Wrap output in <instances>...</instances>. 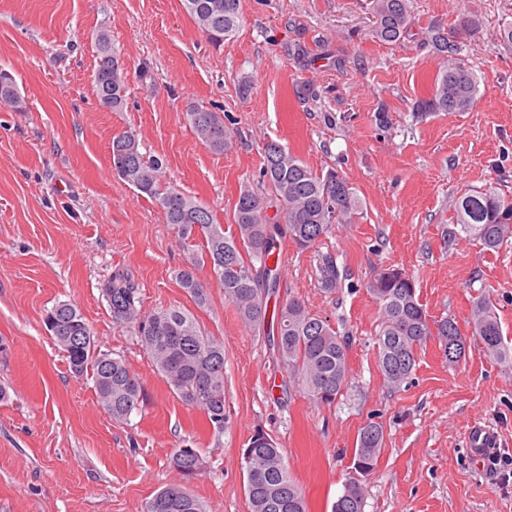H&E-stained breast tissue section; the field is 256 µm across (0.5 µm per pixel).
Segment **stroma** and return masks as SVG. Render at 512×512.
Wrapping results in <instances>:
<instances>
[{
    "mask_svg": "<svg viewBox=\"0 0 512 512\" xmlns=\"http://www.w3.org/2000/svg\"><path fill=\"white\" fill-rule=\"evenodd\" d=\"M368 0H241L243 23L209 46L182 0H0V69L16 79L21 108L0 104V512H144L163 487L185 483L206 512H250L241 450L254 430L283 450L309 512H330L351 475L358 431L382 423L384 446L363 480L364 512H512V486L481 471L465 447L469 425L498 433L512 461V368L474 340L448 364L436 340L408 383L390 389L377 367L379 307L366 290L391 264L416 280L431 319L468 332L474 300L489 296L512 343V239L498 250L448 234L457 197L498 187L512 194V46L500 42L512 0H412L401 44L372 35ZM459 35L480 78L466 112H417L443 67L429 34ZM127 71L128 104H98L93 76L100 30ZM148 80H141V70ZM220 107L239 134L216 154L186 120L191 106ZM388 115L380 124L379 112ZM137 132L167 182L231 226L243 189L262 198L263 146L274 140L313 171L335 169L363 203L317 249L280 246L281 279L311 313L349 341L350 380L332 405L291 386L264 332L249 330L210 269V303L196 307L175 271L187 252L153 199L113 169V136ZM335 253L341 283L320 288L317 254ZM134 278L144 311H192L224 341L223 432L182 403L130 328L115 324L101 286ZM83 313L100 349L123 357L147 400L117 422L91 376L75 377L43 318L56 302ZM205 461L190 481L169 465L175 448Z\"/></svg>",
    "mask_w": 512,
    "mask_h": 512,
    "instance_id": "stroma-1",
    "label": "stroma"
}]
</instances>
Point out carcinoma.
<instances>
[{
  "label": "carcinoma",
  "mask_w": 512,
  "mask_h": 512,
  "mask_svg": "<svg viewBox=\"0 0 512 512\" xmlns=\"http://www.w3.org/2000/svg\"><path fill=\"white\" fill-rule=\"evenodd\" d=\"M184 8L207 42L219 47L240 27V0H183ZM373 35L395 45L411 30V0H370ZM432 43L447 65L436 76L432 93L417 102L419 112H466L478 93L479 77L459 57L460 47L448 34L436 30ZM95 92L102 107L119 112L126 105L124 64L110 37L98 38ZM15 78L0 70V104L19 106ZM188 120L201 143L221 154L232 146L237 129L224 122L216 108L193 106ZM112 165L117 175L140 194L154 199L165 223L188 250L184 265L176 270L180 286L202 308L208 295L197 271L208 266L224 288L240 320L261 329L268 318V300L281 288L280 239L307 250L337 224H351L362 212V202L346 177L335 170L314 173L292 151L276 141L264 147L261 176L271 189L276 215L249 189L240 192L235 205V232L225 235L224 225L214 223L210 209L170 187L161 189L162 163L146 157L138 134L126 130L112 138ZM449 235H465L496 250L512 237V197L489 186L461 195L451 217ZM318 282L329 294L336 292L340 272L335 255H319ZM379 305L381 328L377 338L378 368L393 389L408 382L418 353L431 338L439 341L448 363L465 356L467 338L448 319L432 321L420 303L414 278L393 266H382L366 284ZM118 325L129 327L149 356L158 374L180 400L204 413L210 426L224 428V343L202 331L195 316L181 308L142 311L138 288L124 273H113L102 286ZM276 348L290 379L298 382L316 404H332L348 386V342L322 317L308 311L291 291L275 312ZM471 336L480 341L496 361L512 368V347L503 338L501 324L491 300L478 297L469 321ZM45 325L64 353L76 376L90 373L99 403L116 421L127 420L140 409L146 396L137 375L125 359L98 348L91 328L77 307L60 301L47 311ZM384 444V428L370 422L359 430L355 461L371 472ZM250 453H241L246 474L245 493L250 512H308L302 490L291 478L281 448L269 438L250 439ZM170 465L185 480L204 466L199 451L178 448ZM364 488L351 477L332 505L331 512H363ZM144 512H203L201 503L181 485L158 491L147 501Z\"/></svg>",
  "instance_id": "carcinoma-1"
}]
</instances>
